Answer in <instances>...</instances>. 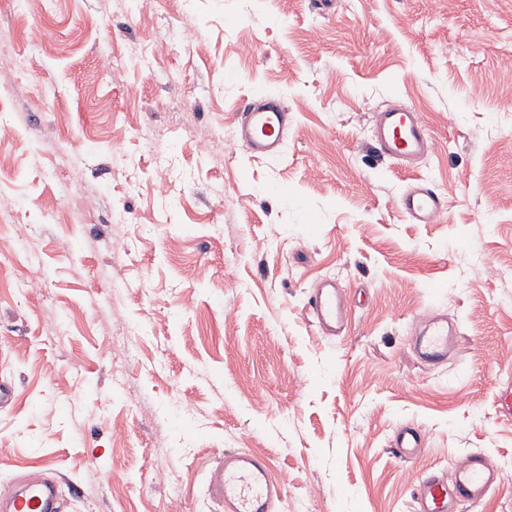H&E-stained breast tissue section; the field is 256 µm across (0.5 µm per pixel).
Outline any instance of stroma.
<instances>
[{
	"instance_id": "stroma-1",
	"label": "stroma",
	"mask_w": 512,
	"mask_h": 512,
	"mask_svg": "<svg viewBox=\"0 0 512 512\" xmlns=\"http://www.w3.org/2000/svg\"><path fill=\"white\" fill-rule=\"evenodd\" d=\"M509 59L512 0H0V490L50 458L65 512H224L210 471L244 448L287 475L277 512H414V475L483 451L506 482L473 512H512ZM258 87L292 115L275 159L235 136ZM392 101L433 141L409 171L371 140ZM419 178L441 223L396 207ZM326 276L352 297L333 340L306 309ZM432 308L461 336L444 369L408 345ZM425 433L416 424L399 425L392 436L390 448L393 454L402 460L411 459L421 448L425 447Z\"/></svg>"
}]
</instances>
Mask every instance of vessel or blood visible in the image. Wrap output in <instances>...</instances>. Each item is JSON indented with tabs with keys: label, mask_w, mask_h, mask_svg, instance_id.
I'll return each instance as SVG.
<instances>
[{
	"label": "vessel or blood",
	"mask_w": 512,
	"mask_h": 512,
	"mask_svg": "<svg viewBox=\"0 0 512 512\" xmlns=\"http://www.w3.org/2000/svg\"><path fill=\"white\" fill-rule=\"evenodd\" d=\"M292 117L282 100L255 90L236 114L235 134L255 156L278 157ZM372 137L381 155L410 170L428 156L431 135L418 110L391 104L372 117ZM398 209L413 224H435L446 203L434 186L420 181L405 190ZM307 310L313 325L325 336L343 335L350 323V297L335 281L322 279L311 288ZM411 346L433 367L446 365L460 348L456 325L444 312L433 311L419 321ZM425 433L416 424L399 425L390 448L402 460L411 459L425 446ZM505 474L484 452H471L457 460L451 471H432L418 476L411 488L416 512H460L461 506L477 505L499 488ZM285 481L277 477L262 456L245 449L226 450L210 475V491L224 504V512H275L284 499ZM60 495L48 478L36 476L0 492V512H60Z\"/></svg>",
	"instance_id": "1"
}]
</instances>
